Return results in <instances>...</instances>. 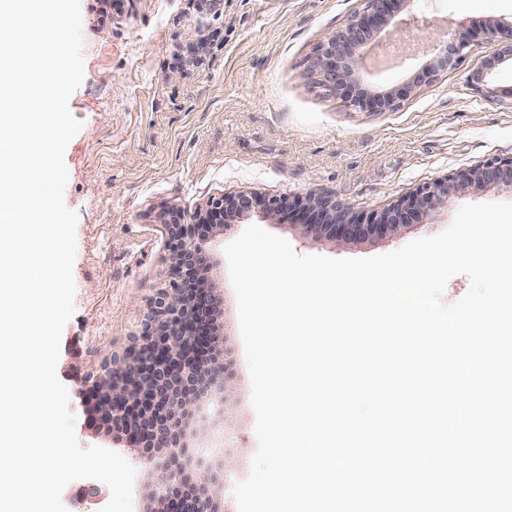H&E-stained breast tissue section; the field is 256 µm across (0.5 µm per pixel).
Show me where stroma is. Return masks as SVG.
Segmentation results:
<instances>
[{
    "label": "stroma",
    "mask_w": 512,
    "mask_h": 512,
    "mask_svg": "<svg viewBox=\"0 0 512 512\" xmlns=\"http://www.w3.org/2000/svg\"><path fill=\"white\" fill-rule=\"evenodd\" d=\"M84 80L69 101L82 121L65 151L66 206L77 212L75 313L63 329L57 376L82 447L134 460L124 443L85 429L73 364L100 368L138 341L153 303L171 283L167 209L193 213L214 198H267L316 190L370 216L433 180L493 157L512 156V107L487 97L472 65L498 49L481 27L512 16V0H424L423 10L465 24L462 62L417 87L387 112L351 106L311 69L317 45L365 0H80ZM512 202V191L472 188L396 235L340 249L304 235L291 219L259 212L229 222L210 243L224 290V345L235 381L224 413L207 419L205 445L223 454L232 485L257 450L251 384L224 246L249 225L287 239L300 255L364 258L438 234L467 203ZM231 487L224 512H237ZM109 488L90 479L62 492L68 512H101Z\"/></svg>",
    "instance_id": "obj_1"
}]
</instances>
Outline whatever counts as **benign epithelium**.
Listing matches in <instances>:
<instances>
[{
    "label": "benign epithelium",
    "instance_id": "obj_1",
    "mask_svg": "<svg viewBox=\"0 0 512 512\" xmlns=\"http://www.w3.org/2000/svg\"><path fill=\"white\" fill-rule=\"evenodd\" d=\"M422 0H366L348 24L328 33L319 44L313 67L321 80L351 105L372 112L395 108L412 89L434 82L439 73L463 59L467 38L461 30L443 31L441 20L421 11ZM486 38L498 43L492 60L475 63L471 80L487 84L492 70L512 64V20L491 18ZM407 34L414 42L434 33L429 57L413 67L402 88L382 90L364 79L372 46ZM471 185H496L512 190V157L491 158L424 184L379 215H356L336 200L308 192L289 202L254 193L226 195L197 210L194 223H184L177 208L164 222L170 251L171 288L151 309L143 335L120 357L95 372L74 366L86 416V427L111 435L138 450L147 489L141 512H223L224 465L198 453L200 425L211 404H221L234 380V359L224 348L218 322L224 298L216 282L210 241L224 231L230 217L255 208L266 217L296 213L306 232L324 235L337 247L370 237H386Z\"/></svg>",
    "mask_w": 512,
    "mask_h": 512
}]
</instances>
